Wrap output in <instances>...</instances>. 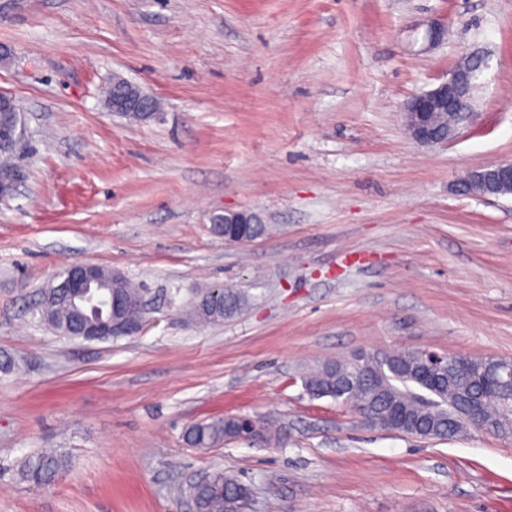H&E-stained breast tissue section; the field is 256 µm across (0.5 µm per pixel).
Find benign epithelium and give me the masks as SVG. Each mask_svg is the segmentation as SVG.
I'll return each mask as SVG.
<instances>
[{"instance_id": "obj_1", "label": "benign epithelium", "mask_w": 512, "mask_h": 512, "mask_svg": "<svg viewBox=\"0 0 512 512\" xmlns=\"http://www.w3.org/2000/svg\"><path fill=\"white\" fill-rule=\"evenodd\" d=\"M481 63L462 61L458 63L434 88L412 96L403 107V118L410 138L423 146H436L448 143L455 135L456 127L466 122L473 112L470 99ZM117 92L112 95V112L122 116L127 112H145L148 110L152 95L137 92L130 87L131 81L118 77ZM444 112L456 114V125L442 133L437 128L439 116ZM472 185L480 186L482 192L469 195L489 198L486 190L494 192V197L512 194V162L504 161L470 172ZM58 287L65 290L72 303L86 313L91 293L96 290L94 266L86 263H72L65 272ZM145 314V306L129 307L124 318L112 325L95 321L86 315L81 336H130L139 331Z\"/></svg>"}]
</instances>
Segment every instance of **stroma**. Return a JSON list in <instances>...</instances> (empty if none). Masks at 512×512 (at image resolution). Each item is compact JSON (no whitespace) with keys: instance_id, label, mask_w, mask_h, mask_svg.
Segmentation results:
<instances>
[{"instance_id":"obj_1","label":"stroma","mask_w":512,"mask_h":512,"mask_svg":"<svg viewBox=\"0 0 512 512\" xmlns=\"http://www.w3.org/2000/svg\"><path fill=\"white\" fill-rule=\"evenodd\" d=\"M2 46L23 137L0 200V512H178L216 468L252 512H512V441L374 428L302 383L362 352L512 358V197L452 190L512 161V0H0ZM468 55L470 120L414 142L404 103ZM115 72L159 119L107 110ZM241 210L275 233L225 243L212 218ZM73 262L146 287L138 333L71 340L32 318ZM202 286L249 304L171 315ZM231 416L279 436L183 442ZM43 448L68 468L20 480ZM223 290L219 295L213 293V288L200 292L186 309L181 310L182 315L188 321L200 324L222 323L237 316L248 305V297L232 288Z\"/></svg>"}]
</instances>
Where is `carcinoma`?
Masks as SVG:
<instances>
[{
    "instance_id": "obj_1",
    "label": "carcinoma",
    "mask_w": 512,
    "mask_h": 512,
    "mask_svg": "<svg viewBox=\"0 0 512 512\" xmlns=\"http://www.w3.org/2000/svg\"><path fill=\"white\" fill-rule=\"evenodd\" d=\"M103 282L131 304L140 300L142 290L127 279L112 281V271L101 269ZM55 288L44 291L38 307L40 320L61 335L76 327L70 306L54 300ZM248 305V297L232 288L221 294L209 289L188 304L182 315L200 324L222 323L237 316ZM468 365L473 373L462 375L448 371L444 380L430 385L420 375L427 360L418 351L398 352L379 358L363 354L352 361H327L303 373L304 389L312 399L330 398L347 407L358 406L374 420L375 426L387 430L393 412L402 410L408 422L401 433L420 439L448 440L466 431L473 403L486 422L488 433L512 439V385L487 376L486 359L446 355L442 364ZM264 435L260 424L250 418L224 417L189 425L184 441L195 448H214L227 440H249ZM65 456L45 449L28 456L21 476L34 484H49L65 470ZM193 493L202 512H230L242 493V483L222 470L213 472L209 485Z\"/></svg>"
}]
</instances>
